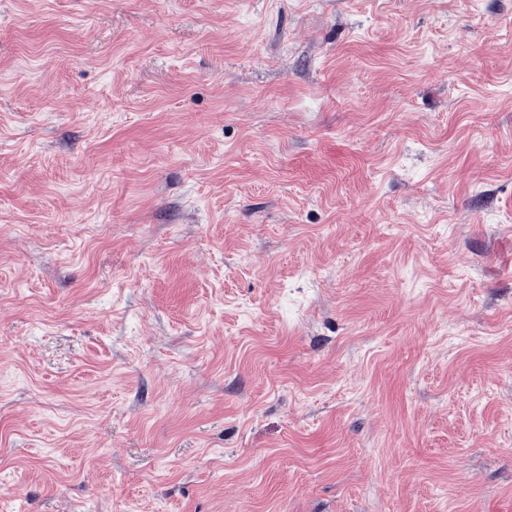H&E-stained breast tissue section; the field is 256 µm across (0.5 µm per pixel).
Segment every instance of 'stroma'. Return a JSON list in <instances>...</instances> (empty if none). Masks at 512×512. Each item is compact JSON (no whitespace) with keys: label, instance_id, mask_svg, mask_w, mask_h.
<instances>
[{"label":"stroma","instance_id":"35a3bbf8","mask_svg":"<svg viewBox=\"0 0 512 512\" xmlns=\"http://www.w3.org/2000/svg\"><path fill=\"white\" fill-rule=\"evenodd\" d=\"M0 512H512V0H0Z\"/></svg>","mask_w":512,"mask_h":512}]
</instances>
